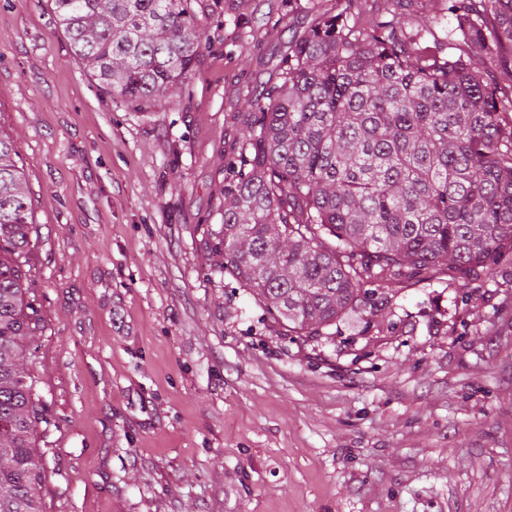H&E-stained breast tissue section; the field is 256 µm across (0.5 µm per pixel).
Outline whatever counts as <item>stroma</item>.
<instances>
[{"instance_id": "obj_1", "label": "stroma", "mask_w": 512, "mask_h": 512, "mask_svg": "<svg viewBox=\"0 0 512 512\" xmlns=\"http://www.w3.org/2000/svg\"><path fill=\"white\" fill-rule=\"evenodd\" d=\"M207 2L188 86L140 110L51 0H0V129L37 225L43 512H512V261L286 335L210 230L241 113L334 0Z\"/></svg>"}]
</instances>
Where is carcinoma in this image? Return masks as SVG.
Segmentation results:
<instances>
[{"mask_svg": "<svg viewBox=\"0 0 512 512\" xmlns=\"http://www.w3.org/2000/svg\"><path fill=\"white\" fill-rule=\"evenodd\" d=\"M364 18L336 0L292 37L276 81L250 101L224 166L221 268L292 336L378 311L384 289L444 266L490 277L512 260V124L499 106L512 0H448L453 52L423 53L403 0ZM75 57L108 92L163 106L206 48L203 0H53ZM494 20L487 26V20ZM481 52L494 68H480ZM34 220L0 132V512H42L34 436L50 425L23 359L40 315Z\"/></svg>", "mask_w": 512, "mask_h": 512, "instance_id": "carcinoma-1", "label": "carcinoma"}]
</instances>
